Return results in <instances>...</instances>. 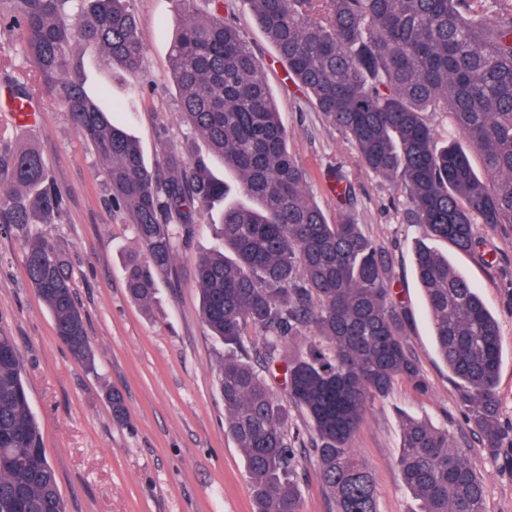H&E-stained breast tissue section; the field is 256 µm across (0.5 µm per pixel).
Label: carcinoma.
Here are the masks:
<instances>
[{
  "label": "carcinoma",
  "instance_id": "carcinoma-1",
  "mask_svg": "<svg viewBox=\"0 0 512 512\" xmlns=\"http://www.w3.org/2000/svg\"><path fill=\"white\" fill-rule=\"evenodd\" d=\"M290 82L353 142L359 164L397 185L405 224L474 253L477 225H512V0H246ZM184 22L169 50L177 119L210 154L165 153L148 164L139 142L86 88L74 62L95 46L107 65L135 72L144 46L128 0H0V30L17 33L38 87L56 96L106 167L112 208L138 248L125 256L129 297L149 304L175 274L196 217L224 201V249L195 259L201 319L233 351L252 332L267 371L283 370L288 400L307 414L313 452L336 512H379L375 483L352 441L369 402L403 381L429 383L407 343L410 311L392 288V255L352 211V183L336 172V222L310 195L288 149L263 61L248 47L232 8L201 13L181 0ZM448 116L442 144L426 113ZM482 157L477 172L470 152ZM235 175L241 202L226 201L210 157ZM0 224L26 236L59 224L64 199L31 145L0 132ZM23 267L55 333L88 368L95 354L62 253L28 239ZM417 278L439 355L458 382L460 406L481 447H499V325L475 288L423 244ZM224 426L244 453L254 512H302L293 475L299 436L285 406L247 360L224 359L218 376ZM397 466L417 512H487L485 487L446 427L403 424ZM0 512H66L41 446L13 337L0 334Z\"/></svg>",
  "mask_w": 512,
  "mask_h": 512
}]
</instances>
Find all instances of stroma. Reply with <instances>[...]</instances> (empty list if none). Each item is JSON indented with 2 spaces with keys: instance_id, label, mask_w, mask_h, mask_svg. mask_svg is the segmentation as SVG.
<instances>
[{
  "instance_id": "obj_1",
  "label": "stroma",
  "mask_w": 512,
  "mask_h": 512,
  "mask_svg": "<svg viewBox=\"0 0 512 512\" xmlns=\"http://www.w3.org/2000/svg\"><path fill=\"white\" fill-rule=\"evenodd\" d=\"M145 49L141 72L106 69L99 52L81 48L77 59L91 92L107 89L114 118L135 136L149 164L161 145L205 154L202 139L186 140L176 119L178 90L169 67V47L184 15L180 0H129ZM237 22L266 68L289 147L304 169L317 203L336 217L335 171L355 188L357 219L393 256L399 298L413 312L408 343L431 384L420 396L399 382L389 397L374 400L353 446L369 467L379 512H416L418 504L397 467L405 416L447 425L487 488L488 512H512V226L481 231L478 253L439 243L454 267L477 289L499 322L500 424L506 438L496 453L479 446L462 416L456 384L439 357L429 308L415 271L414 247L426 230L402 221L405 198L396 185L355 163L354 145L305 97L288 86L273 44L245 0ZM0 90L32 83V66L15 38L0 34ZM31 126L17 124L0 105V131L43 156L66 212L62 223L32 225L66 256L72 285L86 317L96 366L75 361L57 338L53 319L30 287L23 269L24 238L0 227V331L14 337L43 446L54 467L68 512H252L244 455L224 428V398L217 378L226 352L200 317L195 285L198 255L222 248L220 219L201 220L190 245L179 251L175 277L159 282L148 305L126 290L124 258L137 247L122 214L110 209L103 165L82 141L60 101L33 94ZM120 392L127 417L117 422L106 398ZM303 512H336L314 458L303 459L296 481Z\"/></svg>"
}]
</instances>
